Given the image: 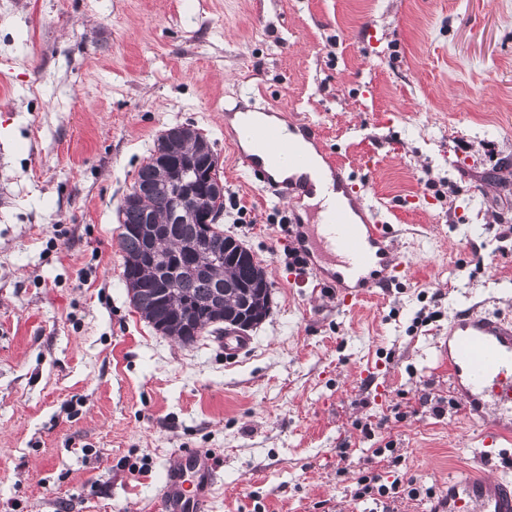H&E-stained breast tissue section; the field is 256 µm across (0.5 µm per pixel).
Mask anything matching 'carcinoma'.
<instances>
[{
	"mask_svg": "<svg viewBox=\"0 0 512 512\" xmlns=\"http://www.w3.org/2000/svg\"><path fill=\"white\" fill-rule=\"evenodd\" d=\"M205 140L191 125L174 139H157L131 187L137 200L125 198L118 207L122 276L130 303L149 325L184 346L209 328L224 333L216 319L238 306L239 285L264 271L235 257L237 246L223 230L206 231L199 223L200 213H211L216 220L223 216L224 197L202 192L184 205L174 197L176 182L211 169L209 154L201 149ZM148 216L169 229L171 240L160 244L154 267H137L130 278L128 267L138 260L145 242L127 227L145 223ZM178 243L196 249L189 260L175 265L168 251Z\"/></svg>",
	"mask_w": 512,
	"mask_h": 512,
	"instance_id": "obj_1",
	"label": "carcinoma"
}]
</instances>
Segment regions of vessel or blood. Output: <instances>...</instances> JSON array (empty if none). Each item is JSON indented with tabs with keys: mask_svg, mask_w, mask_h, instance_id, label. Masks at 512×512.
Returning <instances> with one entry per match:
<instances>
[{
	"mask_svg": "<svg viewBox=\"0 0 512 512\" xmlns=\"http://www.w3.org/2000/svg\"><path fill=\"white\" fill-rule=\"evenodd\" d=\"M224 133L236 138L235 152L247 177L268 196L295 202L314 196L308 175L320 164L336 192L324 208L317 229L291 218L287 236L314 274L319 287L349 300L376 288H388L403 272L393 248V227L368 217L365 185L347 173L321 142L311 124L289 122L274 106L238 100L224 111ZM291 173L281 177L280 161ZM439 358L448 365V381L468 419L487 422L485 442H512V318L456 311L448 334L438 343ZM218 474L208 455L186 452L179 467L167 470L161 489L162 512H205ZM448 512H512V482L485 472L448 483Z\"/></svg>",
	"mask_w": 512,
	"mask_h": 512,
	"instance_id": "b4317fda",
	"label": "vessel or blood"
}]
</instances>
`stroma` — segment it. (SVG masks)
Listing matches in <instances>:
<instances>
[{
	"label": "stroma",
	"mask_w": 512,
	"mask_h": 512,
	"mask_svg": "<svg viewBox=\"0 0 512 512\" xmlns=\"http://www.w3.org/2000/svg\"><path fill=\"white\" fill-rule=\"evenodd\" d=\"M246 90L361 177L395 285L344 304L289 266L285 202L224 139ZM186 124L272 284L232 359L122 281L117 206ZM464 308L512 315V0H0V512H158L188 450L219 465L207 512H372L373 474L416 480L389 512H438L460 464L512 481L438 363Z\"/></svg>",
	"instance_id": "stroma-1"
}]
</instances>
